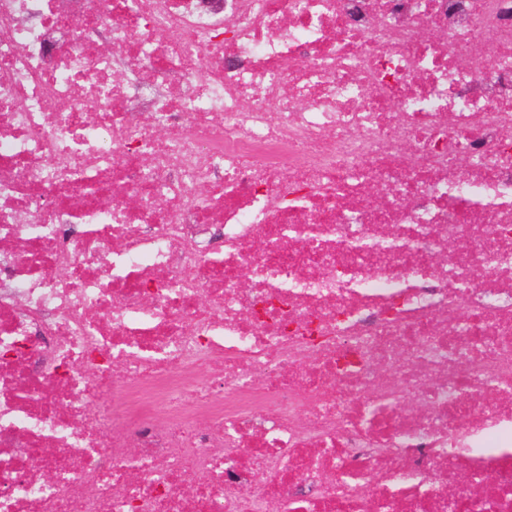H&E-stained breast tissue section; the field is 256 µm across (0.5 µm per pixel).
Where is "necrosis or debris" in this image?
I'll use <instances>...</instances> for the list:
<instances>
[{"instance_id":"4bbe7bcc","label":"necrosis or debris","mask_w":512,"mask_h":512,"mask_svg":"<svg viewBox=\"0 0 512 512\" xmlns=\"http://www.w3.org/2000/svg\"><path fill=\"white\" fill-rule=\"evenodd\" d=\"M0 512H512V0H0Z\"/></svg>"}]
</instances>
